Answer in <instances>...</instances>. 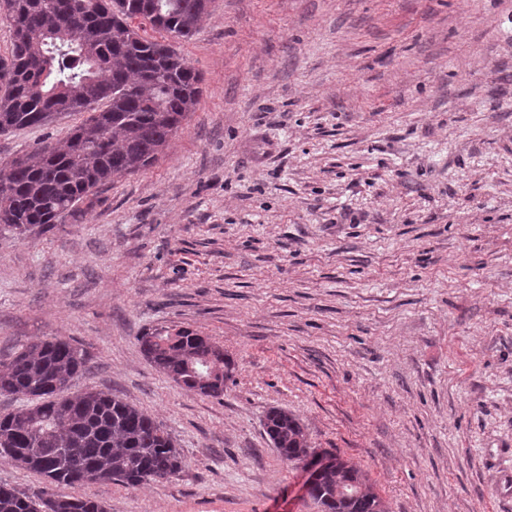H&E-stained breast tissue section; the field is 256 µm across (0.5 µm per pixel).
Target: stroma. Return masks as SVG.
Here are the masks:
<instances>
[{
  "instance_id": "stroma-1",
  "label": "stroma",
  "mask_w": 512,
  "mask_h": 512,
  "mask_svg": "<svg viewBox=\"0 0 512 512\" xmlns=\"http://www.w3.org/2000/svg\"><path fill=\"white\" fill-rule=\"evenodd\" d=\"M200 74L152 166L39 235L0 238V363L69 339L97 389L161 421L178 476L0 484L108 512H313L264 430L283 408L390 512H512V0H213ZM84 119L0 133V161ZM209 337L224 394L137 342Z\"/></svg>"
}]
</instances>
